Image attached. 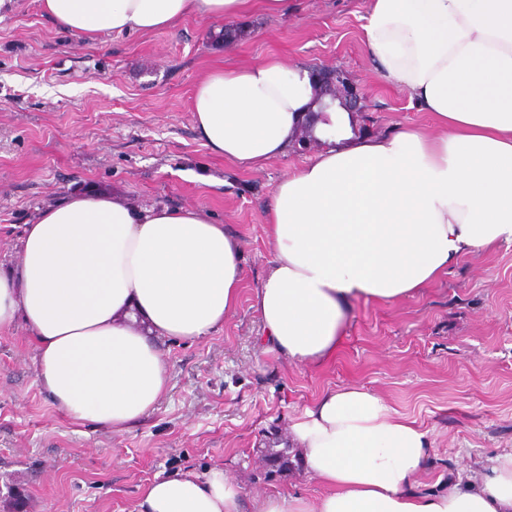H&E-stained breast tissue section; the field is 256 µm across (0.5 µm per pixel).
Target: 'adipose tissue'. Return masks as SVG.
<instances>
[{"label":"adipose tissue","instance_id":"1","mask_svg":"<svg viewBox=\"0 0 512 512\" xmlns=\"http://www.w3.org/2000/svg\"><path fill=\"white\" fill-rule=\"evenodd\" d=\"M83 42L152 33L189 14L282 13L288 0H39ZM364 45L383 80L434 131L354 132L324 111L310 67L277 57L215 70L196 86L204 145L259 171L288 155L309 118L320 151L266 206L271 259L253 293L267 350L331 357L354 301L417 293L464 255L512 242V0H367ZM18 266L0 268V332L23 326L37 382L79 424L123 432L167 393L164 346L224 325L245 277L239 240L200 208L135 207L76 192L39 209ZM312 500L254 498L223 467L155 477L135 512H512V453L480 481L415 488L432 439L359 387L323 394L288 434Z\"/></svg>","mask_w":512,"mask_h":512}]
</instances>
